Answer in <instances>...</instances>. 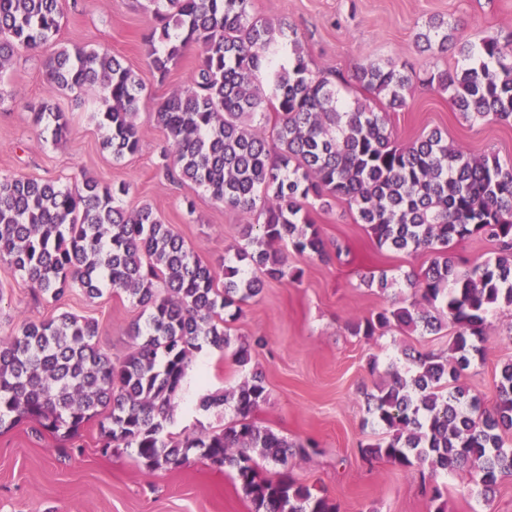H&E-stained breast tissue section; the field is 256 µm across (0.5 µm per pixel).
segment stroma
Returning <instances> with one entry per match:
<instances>
[{
	"label": "stroma",
	"instance_id": "stroma-1",
	"mask_svg": "<svg viewBox=\"0 0 512 512\" xmlns=\"http://www.w3.org/2000/svg\"><path fill=\"white\" fill-rule=\"evenodd\" d=\"M152 10L151 0H65L56 42L16 57L0 74V174L21 172L71 188L85 173L104 183L129 184L122 206L149 204L220 274L227 248L239 240L242 216L202 188L169 178L159 166L167 135L154 120L155 106L186 86L199 51L187 48L166 79H159L146 55L155 25ZM253 11L296 31L314 70L338 74L336 87L349 100L365 98L352 73L371 60L403 61L416 73L459 66L455 52L434 55L418 46L416 35L430 20L448 21L461 39L472 43L487 35L512 42V0H253ZM64 45L108 50L142 80L136 154L118 162L103 149L105 132L94 118L103 108L100 88L79 96L49 92L43 63ZM47 97L68 119L63 140L34 125L21 106L22 101L38 103ZM389 126L402 144L438 128L449 144L469 153L512 160V124L467 119L447 94L434 88L413 86L406 107L390 113ZM309 214L325 242L342 244L348 257L323 263L285 247L289 267L304 271L301 281L265 282L261 294L242 302L224 324L232 338L250 342L261 336L265 346L252 349L243 368L211 348L196 353L170 430L224 427L232 421V411L225 406L201 410L200 397L235 387L257 371L268 398L255 411V424L292 442L314 440L319 448L317 455L293 458L285 467L258 459L265 476L289 471L298 482L324 489L341 512L370 507L376 512H434V503L421 492L418 473L387 462L366 467L358 448L386 434L367 412V395L388 381L392 367H404L407 355L447 354L454 330L446 327L423 336L396 329L367 341L348 329L351 321L411 300L402 279L426 268L432 255L378 247L347 204L327 211L316 206ZM373 270L387 271L396 285L384 290L365 286L362 277ZM64 311L97 321L99 346L112 360L131 352L130 331L140 309L126 295L108 290L90 299L76 290L58 302L35 301L19 275L0 261V335ZM487 322L485 359L465 370L460 381L490 408L500 370L512 361V308L492 311ZM373 359L378 362L374 370L369 367ZM99 438L94 422L72 444L36 435L27 423L1 431L0 512H252L232 471L199 451H191L181 467L150 474L125 450L101 453ZM436 481L448 488L446 512H512V477L501 482L488 506L471 495L468 469L438 475Z\"/></svg>",
	"mask_w": 512,
	"mask_h": 512
}]
</instances>
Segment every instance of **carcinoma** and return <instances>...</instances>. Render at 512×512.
Listing matches in <instances>:
<instances>
[{"label": "carcinoma", "instance_id": "obj_1", "mask_svg": "<svg viewBox=\"0 0 512 512\" xmlns=\"http://www.w3.org/2000/svg\"><path fill=\"white\" fill-rule=\"evenodd\" d=\"M158 45L150 65L163 80L194 45L199 61L186 88L158 103L155 120L167 133L161 150L168 174L204 188L243 214L242 245L225 260L224 284L183 238L148 204L126 209L129 185L82 175L72 190L54 180L0 174V261L18 272L36 300L55 302L75 289L95 299L108 288L136 302L145 316L131 331L133 350L114 362L97 343L98 324L64 311L26 322L0 336V430L27 422L35 432L77 437L97 422L103 451L130 449L150 473L177 468L189 452L230 468L253 512H340L335 500L288 473L260 475L259 452L283 468L293 457L317 452L311 442H290L252 416L267 398L255 372L229 392L207 393V411L230 401L235 421L221 430L176 435L168 431L175 401L195 353L209 346L240 367L251 345L232 343L222 312L257 297L264 281L300 279L274 243L328 263V249L305 207L344 202L377 244L394 251L434 254L406 277L414 290L406 306L385 308L351 330L370 340L394 327L434 334L455 329L450 355L411 357V367L368 397V411L386 437L360 446L369 466L385 461L419 474L466 466L476 475L471 493L487 503L512 476V362L502 366L493 410L468 397L463 371L481 356L490 312L512 307V162L474 156L433 130L398 145L387 113L406 106L414 83L449 95L465 116L512 121V45L489 35L473 45L432 22L417 34L423 49L457 50L466 64L421 75L406 64L371 61L353 79L385 109L336 96L331 74L314 71L296 32L252 13V0H165ZM61 0H0V69L18 50L38 48L60 31ZM50 91L79 94L99 85L108 106L96 113L102 142L116 161L139 149L135 122L143 86L108 51L58 49L45 63ZM280 114L273 138L254 125L268 107ZM33 123L66 136L64 113L44 100L31 108ZM498 246L493 258L460 265L450 247L473 237ZM258 269L263 278L252 276Z\"/></svg>", "mask_w": 512, "mask_h": 512}]
</instances>
